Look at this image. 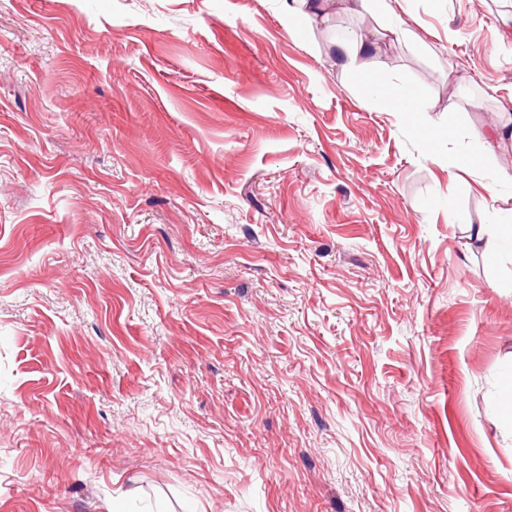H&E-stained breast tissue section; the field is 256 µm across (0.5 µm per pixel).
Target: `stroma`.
Instances as JSON below:
<instances>
[{"instance_id": "35a3bbf8", "label": "stroma", "mask_w": 512, "mask_h": 512, "mask_svg": "<svg viewBox=\"0 0 512 512\" xmlns=\"http://www.w3.org/2000/svg\"><path fill=\"white\" fill-rule=\"evenodd\" d=\"M380 3L0 0V512H512V0ZM373 45L371 39L361 31H349L341 42L343 57L348 66L361 68L365 65L364 54ZM368 83L371 91L379 98L389 102H395V105L390 107L393 112H403L412 114L413 119L417 122L420 130L426 131L431 127L429 118L421 112H428L423 106H416L413 96L408 91L393 90L386 84L380 82L372 75L368 78ZM506 137L512 139L507 123L486 130L477 139L478 155L482 158H495L501 149V142Z\"/></svg>"}]
</instances>
